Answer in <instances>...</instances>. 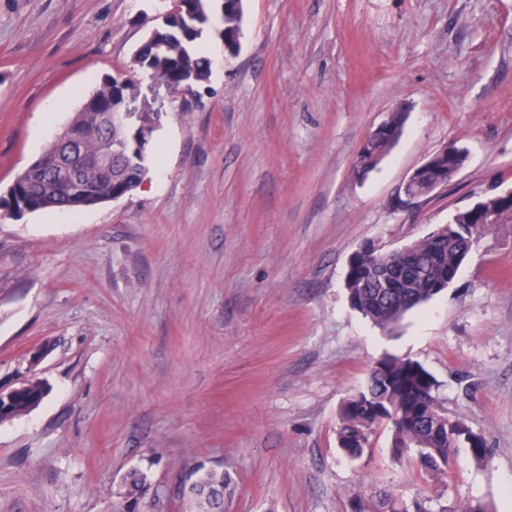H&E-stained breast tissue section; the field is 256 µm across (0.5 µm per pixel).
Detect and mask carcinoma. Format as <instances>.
I'll return each instance as SVG.
<instances>
[{
  "label": "carcinoma",
  "mask_w": 512,
  "mask_h": 512,
  "mask_svg": "<svg viewBox=\"0 0 512 512\" xmlns=\"http://www.w3.org/2000/svg\"><path fill=\"white\" fill-rule=\"evenodd\" d=\"M222 0H176L171 21L148 33L136 49L130 70L151 73L155 80L177 91L195 92L209 76L211 60L201 50V43L212 34L215 13L222 12V29L217 35L231 40L240 24L233 10L222 11ZM136 86L128 80L112 83L105 77L90 95L91 104L103 112L112 111ZM78 122L81 149L95 155L102 144L115 137L112 130L98 122V114L88 112L73 116ZM391 145L379 138L371 142L367 154L358 156L354 174L366 176L389 152ZM153 150V141L143 132H124L120 146L114 148L110 169L93 171L89 186L108 187L113 192L131 193L145 177ZM15 200L34 211L67 207L69 192L55 181L50 167L18 174ZM477 224L466 227L458 238H423L412 252L388 260L367 248H360L350 258L345 288L350 306L375 326L392 333L412 309L437 295L441 283L453 282L462 261L475 243ZM436 378L417 360L386 354L372 367L365 382L344 400L337 428V443L352 460L361 458L373 429L388 422L392 428L391 448L399 456L415 450L418 474L436 483L447 479L455 448L462 439L455 436L452 420L435 396ZM48 394L46 382L33 377L21 386L10 404V414L31 411ZM149 489L147 476L138 470L129 472L122 489L116 492L114 512H139ZM351 512H447L434 509V499L426 497L413 503V510L391 492L378 496L350 499Z\"/></svg>",
  "instance_id": "obj_1"
}]
</instances>
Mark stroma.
Segmentation results:
<instances>
[{
    "mask_svg": "<svg viewBox=\"0 0 512 512\" xmlns=\"http://www.w3.org/2000/svg\"><path fill=\"white\" fill-rule=\"evenodd\" d=\"M169 0H0V193L103 77L127 70ZM240 48L205 46L194 99L139 79L159 116L143 182L77 212L0 217V389L50 392L0 423V512H112L133 469L148 512H184L195 470L225 512H349L355 494L512 512V214L454 281L387 336L344 287L365 242L396 248L512 191V0H244ZM396 144L354 159L397 106ZM468 159L403 205L431 153ZM386 354L421 362L449 417L483 436L443 485L336 439L343 399ZM391 145L387 140L375 138L370 145L367 155L358 156L354 174L358 178L366 176L380 162V160L389 152ZM21 387L10 404L9 413L13 416H20L31 411L36 407L48 394L46 382L42 379L33 377ZM15 387V388H18Z\"/></svg>",
    "mask_w": 512,
    "mask_h": 512,
    "instance_id": "35a3bbf8",
    "label": "stroma"
}]
</instances>
